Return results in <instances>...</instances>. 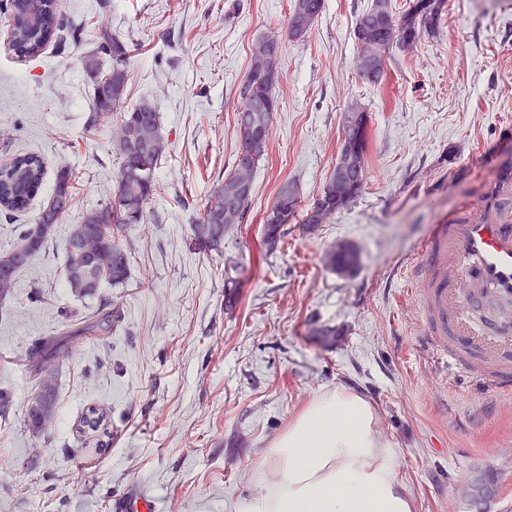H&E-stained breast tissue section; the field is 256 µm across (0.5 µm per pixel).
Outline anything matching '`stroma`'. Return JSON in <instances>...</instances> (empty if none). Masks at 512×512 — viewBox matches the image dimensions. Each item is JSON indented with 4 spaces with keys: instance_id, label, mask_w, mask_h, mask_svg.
Returning <instances> with one entry per match:
<instances>
[{
    "instance_id": "stroma-1",
    "label": "stroma",
    "mask_w": 512,
    "mask_h": 512,
    "mask_svg": "<svg viewBox=\"0 0 512 512\" xmlns=\"http://www.w3.org/2000/svg\"><path fill=\"white\" fill-rule=\"evenodd\" d=\"M291 0H62L73 27L101 23L130 51L127 105L146 101L168 140L147 221L127 228L130 277L94 297L67 287L70 225L118 186L115 125L86 133L93 84L85 46L48 43L33 60L10 48L0 0V164L43 158L23 212L0 210V253L35 224L59 165L79 176L74 207L0 302V512H116L134 490L156 512H234L269 470V442L324 389L354 390L376 409L398 451L412 512H512V398L471 373L423 360L426 329L397 292L403 260L435 224L476 207L512 162V0H448L437 35L397 49L381 85L356 68L353 29L371 0H326L304 40L288 35ZM281 42L271 143L254 178L249 218L223 253L199 244L194 219L239 146L238 85L253 46ZM370 116L365 188L315 230L287 224L275 250L262 217L283 181L309 208L330 177L349 103ZM353 244L360 266L333 272L328 254ZM234 262L239 286L224 288ZM109 335L72 339L54 374L55 414L25 423L39 342L100 307ZM107 415V445L80 439L89 406Z\"/></svg>"
}]
</instances>
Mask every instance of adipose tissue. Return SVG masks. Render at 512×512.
<instances>
[{
    "mask_svg": "<svg viewBox=\"0 0 512 512\" xmlns=\"http://www.w3.org/2000/svg\"><path fill=\"white\" fill-rule=\"evenodd\" d=\"M273 476L236 512H412L396 450L360 394L318 393L269 444Z\"/></svg>",
    "mask_w": 512,
    "mask_h": 512,
    "instance_id": "obj_1",
    "label": "adipose tissue"
}]
</instances>
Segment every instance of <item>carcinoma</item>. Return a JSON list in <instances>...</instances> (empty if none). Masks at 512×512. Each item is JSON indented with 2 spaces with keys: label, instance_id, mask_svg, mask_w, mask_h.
<instances>
[{
  "label": "carcinoma",
  "instance_id": "cac0c4a2",
  "mask_svg": "<svg viewBox=\"0 0 512 512\" xmlns=\"http://www.w3.org/2000/svg\"><path fill=\"white\" fill-rule=\"evenodd\" d=\"M447 0H408L401 14L393 10L392 0H371L370 7L356 20L354 32H373L383 52L391 54L393 47L413 46L424 35L437 32ZM13 28L10 47L20 58L38 56L54 32H64V16L58 13V0H11ZM325 9V0H291L288 30L291 38L303 40ZM111 58L110 67H104L102 56ZM129 50L127 44L111 29L100 26L96 29L94 47L83 56L86 72L94 84L92 112L85 129L92 131L105 123H117L123 129L112 139V154L118 160V187L112 200L100 208L86 212L80 225L94 230L97 242L94 252L84 262L73 254H67L65 279L73 293L81 297L93 296L104 282L114 286L124 284L130 275V253L122 236L132 224H143L147 219L146 206L156 192L155 172L167 151L159 115L149 103H141L127 111L120 110L128 82ZM278 80L266 73L262 57L252 53L249 68L238 87L240 106L235 115L240 147L246 146V135L256 112L248 108L254 102L264 108L268 115L266 130H271L278 99L274 89ZM368 157H363L360 169L350 173L358 184L357 192L343 202L350 205L365 187ZM45 174L43 159L36 154L15 156L9 163L0 166V208L9 212L27 210L37 196ZM240 174L238 167L218 182L193 224V234L210 250L221 254L224 236L231 228L224 225L223 211L226 198L239 194ZM77 176L68 165L56 169L54 189L51 196L53 207L42 209L37 224L28 229L19 243L10 251L0 254V298L11 295L16 272L27 266L42 249L56 230L60 218L71 210L77 197ZM293 201L285 208L281 223L272 227L265 235L276 245L283 224H294L300 220L311 223L309 214H300V196L291 181L281 183L274 205ZM357 254L349 251H331L328 262L337 273L351 271ZM116 311L102 308L94 320L71 331V336L94 333L104 335L112 330ZM62 347V338L47 339L41 355L33 365L38 376L39 387L25 413V422L34 432L41 431L56 408V389L52 382L54 365Z\"/></svg>",
  "mask_w": 512,
  "mask_h": 512
}]
</instances>
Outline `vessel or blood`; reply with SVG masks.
I'll return each instance as SVG.
<instances>
[{
  "label": "vessel or blood",
  "mask_w": 512,
  "mask_h": 512,
  "mask_svg": "<svg viewBox=\"0 0 512 512\" xmlns=\"http://www.w3.org/2000/svg\"><path fill=\"white\" fill-rule=\"evenodd\" d=\"M403 278L427 328L425 350L467 365L488 390L511 396L512 319L478 327L471 302L486 294L512 303V178L489 182L476 208L435 225Z\"/></svg>",
  "instance_id": "vessel-or-blood-1"
}]
</instances>
